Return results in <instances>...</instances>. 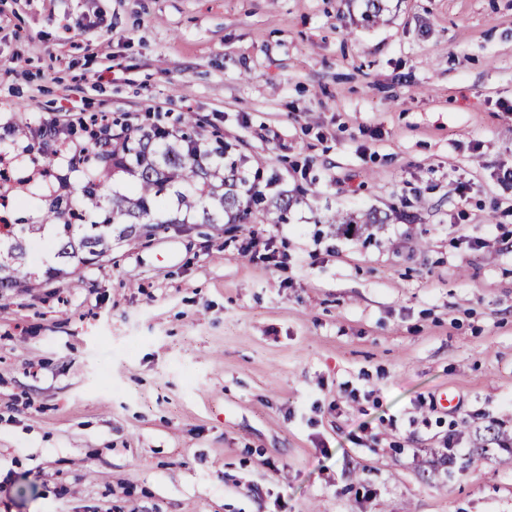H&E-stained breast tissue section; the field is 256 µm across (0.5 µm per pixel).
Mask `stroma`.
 <instances>
[{
  "mask_svg": "<svg viewBox=\"0 0 512 512\" xmlns=\"http://www.w3.org/2000/svg\"><path fill=\"white\" fill-rule=\"evenodd\" d=\"M389 5L0 0V128L193 112L303 196L0 290V512H512V0Z\"/></svg>",
  "mask_w": 512,
  "mask_h": 512,
  "instance_id": "obj_1",
  "label": "stroma"
}]
</instances>
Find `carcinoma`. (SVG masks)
<instances>
[{"mask_svg": "<svg viewBox=\"0 0 512 512\" xmlns=\"http://www.w3.org/2000/svg\"><path fill=\"white\" fill-rule=\"evenodd\" d=\"M387 0H363L361 21L369 26L382 20ZM185 132L169 140L163 131L128 134L119 154H102L90 147L95 165L83 171V185L59 194L53 185L44 186L46 224H5L0 231V289L37 288L32 271L29 243L52 231L55 257L74 259L78 252L100 256L111 250L112 234L128 238L144 229L163 224H247L261 211L273 212L288 222L295 200L286 192L268 196L261 190L244 189L247 180L263 176V168L243 169L241 157L232 146L215 136L216 146L201 151V124L190 114L183 118ZM134 179L128 194H113L112 208L102 220L74 224L86 213L99 208V192L109 177ZM333 224H381L374 213L358 218L336 214Z\"/></svg>", "mask_w": 512, "mask_h": 512, "instance_id": "cac0c4a2", "label": "carcinoma"}]
</instances>
